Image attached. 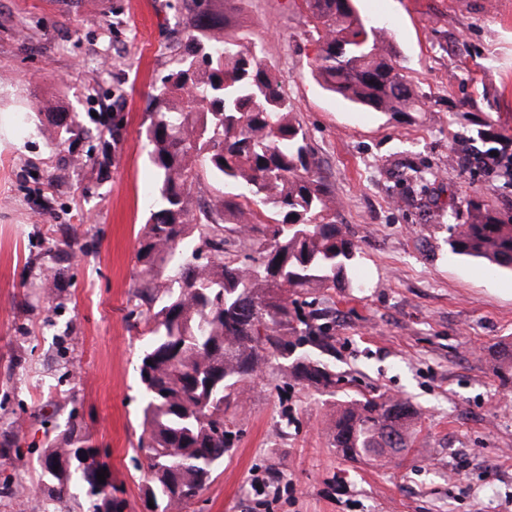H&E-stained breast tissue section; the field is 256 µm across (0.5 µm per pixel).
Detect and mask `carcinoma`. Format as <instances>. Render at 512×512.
I'll return each instance as SVG.
<instances>
[{
  "mask_svg": "<svg viewBox=\"0 0 512 512\" xmlns=\"http://www.w3.org/2000/svg\"><path fill=\"white\" fill-rule=\"evenodd\" d=\"M216 2L184 0L183 50L153 89L145 128L157 185L138 242L135 297L148 334L136 372L150 512H174L210 483L236 442L226 413L271 359L294 380L330 391L328 366L295 354L303 343L325 346L330 330L310 323L298 302L345 286L359 257L336 224L339 204L278 73L254 44L225 34L229 17ZM302 8L319 44L312 75L325 90L392 116L420 111L384 29L353 0H302ZM33 114L58 148L75 132L68 112L45 106ZM208 182L217 194L193 199ZM491 191L452 211L464 221L448 225V246L512 269V207L490 203ZM495 369L512 378L508 346ZM417 419L405 399H339L333 447L353 459L397 456L417 447ZM43 468L40 512H58L78 484L96 497L94 512H112L111 472L76 426Z\"/></svg>",
  "mask_w": 512,
  "mask_h": 512,
  "instance_id": "cac0c4a2",
  "label": "carcinoma"
}]
</instances>
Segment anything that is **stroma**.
<instances>
[{"mask_svg":"<svg viewBox=\"0 0 512 512\" xmlns=\"http://www.w3.org/2000/svg\"><path fill=\"white\" fill-rule=\"evenodd\" d=\"M237 7L226 33L275 66L360 256L352 286L310 297L334 327L320 358L335 395L277 369L254 378L228 411L235 447L185 512H512V383L493 370L512 342V272L448 247L452 199L488 185L512 207V174L466 160L478 121L512 136V0H356L390 33L421 101L408 119L322 89L301 0ZM182 9L0 0V512H27L38 457L72 423L108 462L119 512H147L135 254L155 182L149 94L182 51ZM101 54L108 70L92 63ZM36 101L76 114L68 147L37 121L19 124ZM115 119L121 139L94 169L98 128ZM409 167L436 173L427 194L403 182ZM357 395L410 401L419 448L382 462L337 452L334 400Z\"/></svg>","mask_w":512,"mask_h":512,"instance_id":"obj_1","label":"stroma"}]
</instances>
